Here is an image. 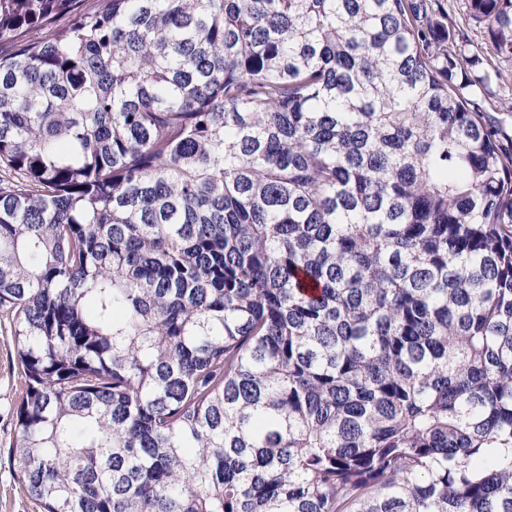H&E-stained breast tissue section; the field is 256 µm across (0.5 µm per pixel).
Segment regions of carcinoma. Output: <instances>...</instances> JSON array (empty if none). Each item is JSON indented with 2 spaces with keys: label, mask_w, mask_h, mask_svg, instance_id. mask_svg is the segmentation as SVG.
<instances>
[{
  "label": "carcinoma",
  "mask_w": 512,
  "mask_h": 512,
  "mask_svg": "<svg viewBox=\"0 0 512 512\" xmlns=\"http://www.w3.org/2000/svg\"><path fill=\"white\" fill-rule=\"evenodd\" d=\"M470 16L511 60L512 0ZM455 29L440 0H0L42 512H512V151Z\"/></svg>",
  "instance_id": "1"
}]
</instances>
